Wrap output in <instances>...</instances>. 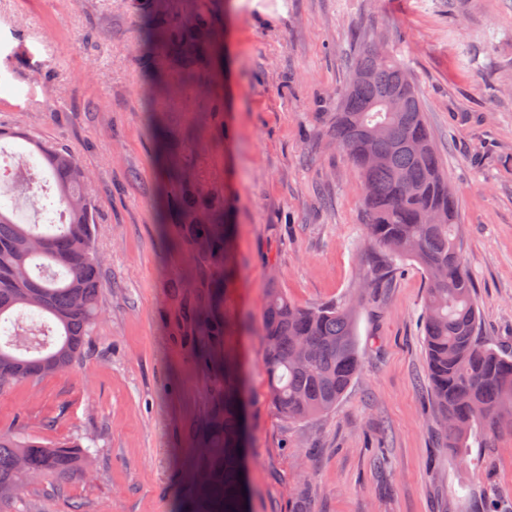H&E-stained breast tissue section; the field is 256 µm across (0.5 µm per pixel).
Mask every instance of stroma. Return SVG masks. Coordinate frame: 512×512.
Masks as SVG:
<instances>
[{
    "instance_id": "1",
    "label": "stroma",
    "mask_w": 512,
    "mask_h": 512,
    "mask_svg": "<svg viewBox=\"0 0 512 512\" xmlns=\"http://www.w3.org/2000/svg\"><path fill=\"white\" fill-rule=\"evenodd\" d=\"M195 79L147 53L137 0H0V123L60 142L93 174L102 314L81 359L0 388V433L77 442L91 465L0 512H196L189 451L207 381L170 288L191 264L160 227L169 159L226 205L224 299L246 403L248 512H512V429L446 447L423 332L427 278L378 287L363 186L330 139L364 44L402 60L457 199L483 337L512 352V0H209ZM164 72L158 88L148 68ZM357 302L360 367L334 410L282 418L267 397L262 312Z\"/></svg>"
}]
</instances>
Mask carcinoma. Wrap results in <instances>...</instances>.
<instances>
[{
  "instance_id": "cac0c4a2",
  "label": "carcinoma",
  "mask_w": 512,
  "mask_h": 512,
  "mask_svg": "<svg viewBox=\"0 0 512 512\" xmlns=\"http://www.w3.org/2000/svg\"><path fill=\"white\" fill-rule=\"evenodd\" d=\"M209 24L205 5L188 20L155 11L147 16L150 48L171 53L185 78L196 74L198 55L190 29ZM353 76L332 122L331 138L345 152L365 188L366 228L385 248L381 267L369 279L375 287L384 272L406 261L428 279L424 336L431 393L449 448H466L478 429L512 423V353L481 337L473 282L464 266L457 203L448 186L439 151L421 100L404 65L379 60L370 49L351 58ZM407 104L390 112L383 94ZM21 137L31 148L7 158L11 187L22 192L32 171H47L58 205L43 207L44 222L29 221L0 198V386L45 377L69 368L84 354L99 317L102 258L94 247L96 212L87 186L89 170L66 146L0 127V140ZM183 235L176 246L191 251L193 263L174 292L199 288L186 317L198 336V351L209 386L207 431L192 456L209 512H245L241 477L240 380L224 314L231 282V225L224 201L195 188L189 173L170 169L167 195L183 196ZM263 367L267 395L290 421L326 413L348 388L359 367L356 311L352 306L301 308L275 284L263 309ZM79 445L44 443L0 433V505L17 498L38 479L64 478L85 465Z\"/></svg>"
}]
</instances>
